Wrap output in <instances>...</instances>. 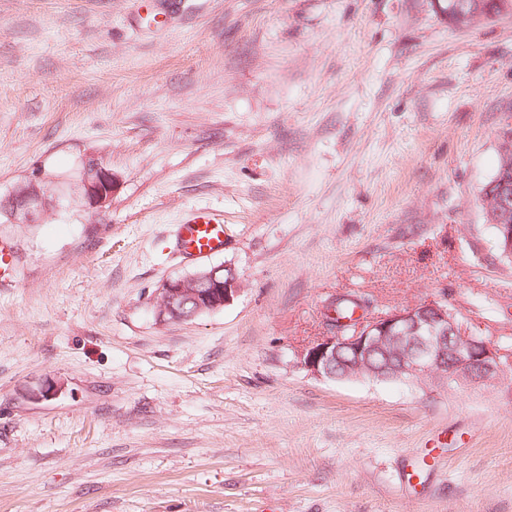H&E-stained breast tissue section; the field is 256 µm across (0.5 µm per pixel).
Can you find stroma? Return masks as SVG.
Masks as SVG:
<instances>
[{
	"label": "stroma",
	"mask_w": 512,
	"mask_h": 512,
	"mask_svg": "<svg viewBox=\"0 0 512 512\" xmlns=\"http://www.w3.org/2000/svg\"><path fill=\"white\" fill-rule=\"evenodd\" d=\"M512 125V16L433 0H0V512H512V395L294 364L329 303L447 297L512 352V262L481 208ZM98 157L105 209L74 188ZM222 253L173 256L191 208ZM235 270L224 308L157 290ZM424 467L422 483L402 474ZM442 12H447L448 22L453 25H469L482 19H493L512 15V0H442ZM456 3H463L456 11ZM452 6V8H451ZM464 12L463 16L460 13ZM28 182L20 183L12 191L10 202L16 212L23 214L28 220L40 221L53 202L49 198L50 189L41 177L34 176ZM234 270L203 267L186 277L167 279L158 288L160 321H182L224 308L240 288ZM187 304H193L187 309Z\"/></svg>",
	"instance_id": "1"
}]
</instances>
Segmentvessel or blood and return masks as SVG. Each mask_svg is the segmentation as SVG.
Listing matches in <instances>:
<instances>
[{
    "label": "vessel or blood",
    "mask_w": 512,
    "mask_h": 512,
    "mask_svg": "<svg viewBox=\"0 0 512 512\" xmlns=\"http://www.w3.org/2000/svg\"><path fill=\"white\" fill-rule=\"evenodd\" d=\"M174 250L183 258L202 259L223 252L224 217L207 209L186 211L174 228Z\"/></svg>",
    "instance_id": "vessel-or-blood-1"
}]
</instances>
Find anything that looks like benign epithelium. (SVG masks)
I'll return each instance as SVG.
<instances>
[{
	"label": "benign epithelium",
	"mask_w": 512,
	"mask_h": 512,
	"mask_svg": "<svg viewBox=\"0 0 512 512\" xmlns=\"http://www.w3.org/2000/svg\"><path fill=\"white\" fill-rule=\"evenodd\" d=\"M79 177L82 198L91 206L104 208L112 201L117 183L112 172L94 156L83 161ZM500 209L488 213L492 222L512 203V180H498ZM50 189L35 176L15 187L10 195L14 209L29 220L40 221L52 203ZM238 277L223 265L203 267L195 273L164 281L158 288L157 317L161 321H182L224 308L238 292ZM395 342L408 346L389 375L371 366L377 354H388ZM353 356L352 367L336 374L340 353ZM294 364L309 375L339 380L386 378L413 384L423 390H474L501 386L512 379V362L502 359L500 349L480 336H465L448 304L430 299L411 308L362 320L345 335L333 332L298 350Z\"/></svg>",
	"instance_id": "1"
}]
</instances>
